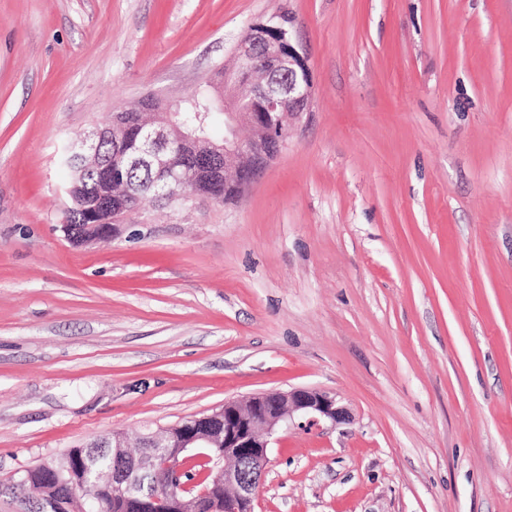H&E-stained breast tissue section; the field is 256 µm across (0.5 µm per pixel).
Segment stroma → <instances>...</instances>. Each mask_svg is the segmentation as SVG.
I'll list each match as a JSON object with an SVG mask.
<instances>
[{
	"mask_svg": "<svg viewBox=\"0 0 512 512\" xmlns=\"http://www.w3.org/2000/svg\"><path fill=\"white\" fill-rule=\"evenodd\" d=\"M291 14L310 109L233 202L73 245L72 142ZM315 388L253 512H512V0H0V484Z\"/></svg>",
	"mask_w": 512,
	"mask_h": 512,
	"instance_id": "35a3bbf8",
	"label": "stroma"
}]
</instances>
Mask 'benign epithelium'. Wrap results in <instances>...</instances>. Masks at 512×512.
I'll return each mask as SVG.
<instances>
[{"label": "benign epithelium", "instance_id": "obj_1", "mask_svg": "<svg viewBox=\"0 0 512 512\" xmlns=\"http://www.w3.org/2000/svg\"><path fill=\"white\" fill-rule=\"evenodd\" d=\"M237 64L224 69V87L238 93L224 95V144L212 142L184 130L176 121V106L155 102L150 117L142 123L140 149L128 166H154L169 189L159 198H193L194 185L206 174L220 175L228 189L241 195L279 155L288 140L289 123L307 111L312 96L308 59L296 44L290 29L277 19L252 25L248 38L235 47ZM288 75V84L278 85L269 74ZM247 125L252 135L238 136ZM300 415L310 422L333 423L350 418L347 408L329 393L313 388L288 392L259 393L247 400H228L210 414L165 431L141 437V452L127 451L119 432L59 460L50 459L24 469L8 485L0 486V498L24 504L34 500V512H57L55 490L69 489V512H93L98 507L88 490L119 498L131 512H200L201 504L178 491L164 495L142 490L138 475L154 472V462L164 459L170 475L184 470L195 448H204L205 461L216 473L213 490L206 493V512H243L254 501L269 463L268 437L282 422ZM112 449V464L100 465L101 449Z\"/></svg>", "mask_w": 512, "mask_h": 512}]
</instances>
